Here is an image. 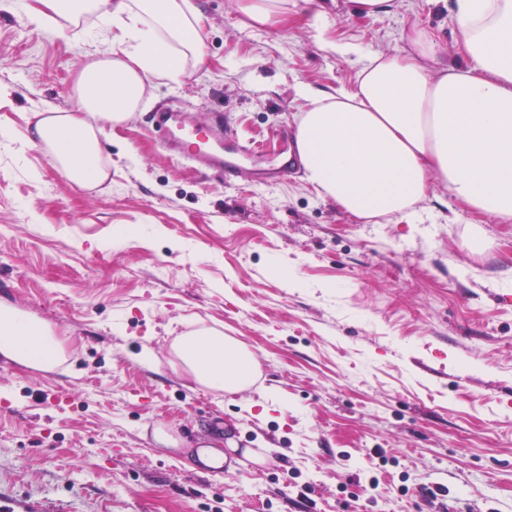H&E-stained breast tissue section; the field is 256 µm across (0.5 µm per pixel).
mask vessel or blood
<instances>
[{"mask_svg": "<svg viewBox=\"0 0 512 512\" xmlns=\"http://www.w3.org/2000/svg\"><path fill=\"white\" fill-rule=\"evenodd\" d=\"M155 121L165 133L164 146L175 150L177 156L196 162L202 167L222 171L225 181L237 179L243 172L242 159L262 156L263 150L258 146L233 144L224 152L214 150V143L224 138L223 125L207 127L205 132H198L196 126L190 125L181 110L167 107L157 109ZM0 512H48L40 501L23 496H5L0 494Z\"/></svg>", "mask_w": 512, "mask_h": 512, "instance_id": "vessel-or-blood-1", "label": "vessel or blood"}]
</instances>
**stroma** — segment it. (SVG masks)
<instances>
[{"mask_svg": "<svg viewBox=\"0 0 512 512\" xmlns=\"http://www.w3.org/2000/svg\"><path fill=\"white\" fill-rule=\"evenodd\" d=\"M190 2L204 63L149 79L105 128L110 179L86 189L29 137L37 112L71 109L107 49L101 24L82 17L64 39L0 0V302L46 323L64 359H0V492L55 512H512V222L435 179L416 223L366 224L298 174L225 183L163 151L153 120L173 106L276 157L301 88H353L370 56L412 52L413 30L466 66L455 0L376 16L288 0L267 27L236 0ZM120 228L136 238L114 243ZM206 328L253 353L250 388L175 368L177 339ZM158 426L186 451L156 444ZM209 445L229 449L231 476L201 472L193 451Z\"/></svg>", "mask_w": 512, "mask_h": 512, "instance_id": "35a3bbf8", "label": "stroma"}]
</instances>
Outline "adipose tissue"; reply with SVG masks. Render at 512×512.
I'll list each match as a JSON object with an SVG mask.
<instances>
[{"label": "adipose tissue", "mask_w": 512, "mask_h": 512, "mask_svg": "<svg viewBox=\"0 0 512 512\" xmlns=\"http://www.w3.org/2000/svg\"><path fill=\"white\" fill-rule=\"evenodd\" d=\"M25 12L63 36L90 14L109 28L111 47L79 72L72 109H44L33 128L69 181L100 185L105 125L135 112L149 76L178 83L188 60H203L198 15L188 0H28ZM455 21L467 68L432 72L436 45L417 31L412 54L372 57L354 88L310 95L299 117L305 181L365 223L414 221L433 178L473 211L512 221V0H456ZM174 351L198 384L238 392L252 382L253 354L219 332L191 333ZM0 358L52 370L62 351L49 326L0 303Z\"/></svg>", "instance_id": "adipose-tissue-1"}]
</instances>
